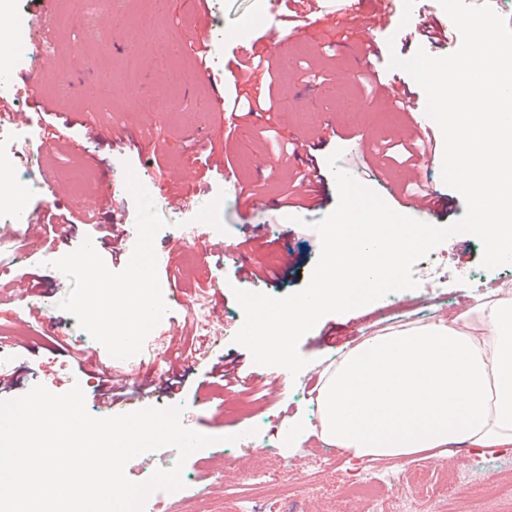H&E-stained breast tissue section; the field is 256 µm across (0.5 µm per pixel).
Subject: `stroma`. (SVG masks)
Listing matches in <instances>:
<instances>
[{
	"label": "stroma",
	"mask_w": 512,
	"mask_h": 512,
	"mask_svg": "<svg viewBox=\"0 0 512 512\" xmlns=\"http://www.w3.org/2000/svg\"><path fill=\"white\" fill-rule=\"evenodd\" d=\"M386 11L381 27L358 28L357 19ZM303 6L294 0H208L199 16L193 0H57L56 10L40 43L45 51L26 73L37 81L44 98L58 105L51 118L61 138H38L20 150L13 175L19 181L41 180L51 173L62 213L82 216L85 207L108 196L116 211H100L97 222L115 225L125 247H132L130 227H155L145 258L165 313L145 341L150 350L126 384L136 388L147 379L176 371L184 374L182 390L154 392L136 398L138 408H185L186 428L213 437L215 444L189 455L181 471L194 491L184 499L156 500L159 512H235L238 499H250L257 512H304L318 503L321 512H351L348 489L364 468L359 459L311 438L302 447L288 442V424L301 418L319 423L317 392L310 375L330 356L343 354L363 338L409 322L445 317L512 281V265L483 269L481 241L471 234L453 235L419 260L414 275L429 265L440 268L438 287L397 292L395 300L378 299L365 306L323 317L300 340L308 359L298 375L285 368L256 364L234 337L244 315L235 288V264L210 256L211 244L232 250L241 241V225H262L265 247L251 251L253 262L278 272L265 295L283 297L304 288L319 261L321 240L312 225L336 208L337 199L318 210L279 209L275 203L289 189L297 167L282 153L288 142L308 141L328 186L336 181L327 158L339 152V166L358 171L371 190L393 176H413L450 208L443 225L459 221L462 197L442 178L438 158L413 168L384 157L383 142L404 140L406 112H394L379 88L389 73L391 55L412 56L417 49L441 57L461 45L459 32L450 41L431 43L420 31V20H446L438 0H355L354 11L325 9L312 13L309 26L296 25ZM153 14L152 28L138 23ZM285 28L276 42L264 41L270 28ZM202 36L209 44L208 66L198 65L192 42ZM271 62L270 71L256 72L249 82L233 80L231 72L247 53ZM136 62L139 89L125 80V67ZM251 99L270 94L271 111L256 116L246 111L215 109L217 101L232 103L236 95ZM222 164L209 172L202 188L191 190L187 202L171 205L164 190L207 149ZM136 174L152 186L151 193L127 191L123 183ZM269 200L253 207L251 194ZM204 226L206 236L195 252L184 245L186 226ZM95 224L58 223L55 240L45 245L23 224L0 221V265L10 266L0 288V356L6 370L18 376L6 399L43 385L55 394L70 389V378L82 382L87 411L112 416L98 402L99 376L79 368L84 355L97 365L112 363L111 339L87 341L76 305L83 296L86 270L75 264ZM38 281V292L21 296L19 283ZM222 300V319L211 338L198 336L187 306L194 299ZM236 360L249 385L263 384L273 398L258 414L226 413L224 400L238 396L213 382L210 372L219 360ZM236 445H229V437ZM276 446L280 465L276 486H255L245 471L247 459ZM450 462L423 454L414 461H387L379 466L384 479L377 512H403L396 478L407 472L424 474L419 512H512V498H480L479 485H501L512 479V451L495 456L474 449H450Z\"/></svg>",
	"instance_id": "1"
}]
</instances>
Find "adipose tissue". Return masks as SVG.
Returning a JSON list of instances; mask_svg holds the SVG:
<instances>
[{
	"label": "adipose tissue",
	"mask_w": 512,
	"mask_h": 512,
	"mask_svg": "<svg viewBox=\"0 0 512 512\" xmlns=\"http://www.w3.org/2000/svg\"><path fill=\"white\" fill-rule=\"evenodd\" d=\"M320 439L367 462L512 447V282L368 337L320 373Z\"/></svg>",
	"instance_id": "ef3b65f1"
}]
</instances>
